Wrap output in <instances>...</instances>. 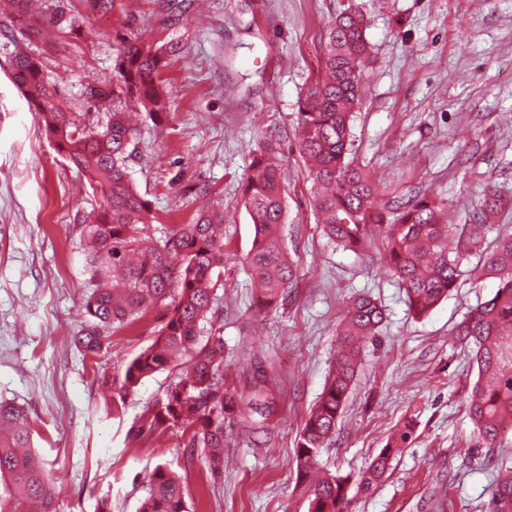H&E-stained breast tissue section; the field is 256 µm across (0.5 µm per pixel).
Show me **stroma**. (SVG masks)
I'll list each match as a JSON object with an SVG mask.
<instances>
[{
  "label": "stroma",
  "mask_w": 512,
  "mask_h": 512,
  "mask_svg": "<svg viewBox=\"0 0 512 512\" xmlns=\"http://www.w3.org/2000/svg\"><path fill=\"white\" fill-rule=\"evenodd\" d=\"M114 0L74 43L50 48L28 16L0 17V400L22 405L35 447L56 477L64 512H137L156 463L182 478L190 512H307L297 484L302 424L336 358V326L348 299L369 292L387 308L381 342L367 346L357 378L318 466L358 475L404 423L414 425L375 490L349 485L350 512H484L499 469L512 466V434L476 443L465 402L477 377L455 328L489 299L496 280L466 277L426 317L383 268V247L336 248L309 205L308 172L295 147L299 96L318 76L329 21L347 0ZM373 48L353 122L358 160L381 183L379 204L429 193L453 223L468 215L485 181L504 207L469 249L474 267L497 235L512 234V0H356ZM144 46L178 40L184 51L163 73L170 93L158 120L138 125L130 164L150 201L152 228L191 223L224 209V295L216 326L224 338V382L243 387L256 360L277 384L278 414L261 434L226 416L224 467L189 458L181 429H149L150 411L175 373L143 379L122 414L108 402L121 364L147 345V314L116 332L100 356L72 344L85 277L79 222L91 190L39 130L11 77L16 47L41 56L71 111L84 115L90 79L112 77L116 34ZM279 142L288 183L283 231L301 277L286 302L256 312L242 268L254 227L242 204L250 155Z\"/></svg>",
  "instance_id": "stroma-1"
}]
</instances>
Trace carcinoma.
<instances>
[{
	"label": "carcinoma",
	"mask_w": 512,
	"mask_h": 512,
	"mask_svg": "<svg viewBox=\"0 0 512 512\" xmlns=\"http://www.w3.org/2000/svg\"><path fill=\"white\" fill-rule=\"evenodd\" d=\"M29 5L30 0H0V16L28 14L35 29L47 27L56 36L76 38L82 25L113 6V0H53L37 14L30 13ZM366 29V15L357 5L340 11L329 24L321 75L300 98L297 149L308 165L311 207L325 236L353 253L364 251L373 237L381 238L387 270L405 291L409 312L421 318L457 288L468 244L497 214L501 194L491 183L484 186L469 237L458 243L453 256L448 237L454 225L444 223L442 204L435 199L422 195L384 212L375 209L379 187L351 156L352 118L373 60ZM181 52L173 41L144 47L120 38L112 58L115 79L86 86L89 107L106 115V121L92 125L78 123L67 111L39 57L19 47L12 70L46 139L92 190L81 231L87 291L74 343L83 355L97 356L119 329L159 310L151 343L121 365L112 413L125 407L142 379L162 370H186L187 376L171 383L157 402L149 429H182L188 436L185 447L213 472L224 453V414L236 408L238 417L258 431L277 415L278 404L261 361L245 389L224 388V337L214 326L218 291L224 289V209H203L192 223L175 224L154 245L143 247L151 238L152 210L131 182L128 164L136 152L137 129L128 122L127 109L136 105L149 118L159 117L166 109L161 73ZM277 156L276 143L254 151L242 190L254 226L245 264L263 306L284 298L300 273L282 232L288 191ZM471 272L498 280L493 296L456 326L459 341L475 349L477 378L467 396L468 416L478 439L491 448L502 433L512 431V235L498 238ZM384 321L383 307L359 294L336 328L335 364L297 441V479L308 512H347L350 477L313 468L336 434L365 344L378 341ZM413 433L408 422L389 438L358 477L363 491L380 482ZM145 482L138 512H188L184 483L167 464H156ZM54 484L34 449L26 410L0 401V512H61ZM486 512H512V468L499 472Z\"/></svg>",
	"instance_id": "cac0c4a2"
}]
</instances>
